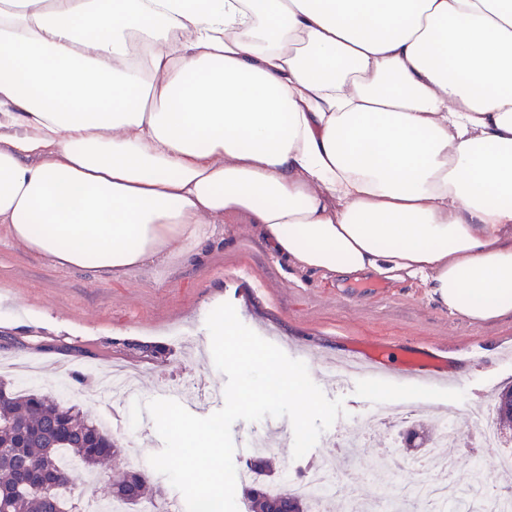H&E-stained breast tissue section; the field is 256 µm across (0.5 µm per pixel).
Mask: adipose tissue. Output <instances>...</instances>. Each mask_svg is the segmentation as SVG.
Returning a JSON list of instances; mask_svg holds the SVG:
<instances>
[{"label": "adipose tissue", "mask_w": 512, "mask_h": 512, "mask_svg": "<svg viewBox=\"0 0 512 512\" xmlns=\"http://www.w3.org/2000/svg\"><path fill=\"white\" fill-rule=\"evenodd\" d=\"M250 224L512 315V0H0V224L124 277Z\"/></svg>", "instance_id": "adipose-tissue-1"}]
</instances>
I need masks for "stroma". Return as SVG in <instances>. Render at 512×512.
<instances>
[{
    "mask_svg": "<svg viewBox=\"0 0 512 512\" xmlns=\"http://www.w3.org/2000/svg\"><path fill=\"white\" fill-rule=\"evenodd\" d=\"M225 302L234 306L242 323L288 356L303 360L317 353L312 361L320 386L326 357L349 343L386 345L397 365L402 350L439 346L461 387L452 392L444 386L428 392L413 389L423 402L417 415L421 422L441 406L454 430L475 431L472 409L480 403V390L512 385V315L470 322L441 308L427 288L411 280L330 282L298 273L275 257L248 224L217 225L200 252L98 281L50 267L0 226V366L34 362V370L15 382V389L69 396L83 413L107 418L118 444L145 459L162 450V439L144 426H131L129 406L113 404L98 392L97 372L115 365L131 369L139 377L144 403L155 399L160 387L189 381L225 385L227 377L213 359H196L191 347L192 341L207 339L206 318ZM141 344L164 347L167 354L141 358ZM476 347L479 363L460 366V359ZM64 364L71 365L73 374L61 379L53 370ZM327 396L343 401L346 414L331 427L343 437L353 431L356 418L368 414L365 398L381 405L391 392L375 386L373 379L358 378ZM495 454L492 448L478 450L483 478L477 484L469 478L468 460H460L454 470L457 485L468 493L476 487L497 496L512 493V485L493 469Z\"/></svg>",
    "mask_w": 512,
    "mask_h": 512,
    "instance_id": "obj_1",
    "label": "stroma"
}]
</instances>
